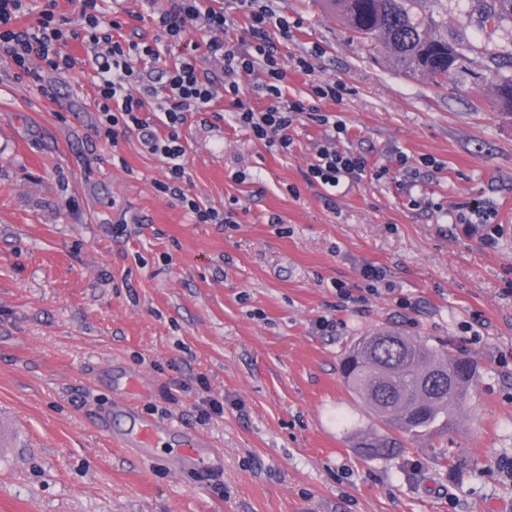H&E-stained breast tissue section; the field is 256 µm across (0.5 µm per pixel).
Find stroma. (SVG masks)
Segmentation results:
<instances>
[{"instance_id":"stroma-1","label":"stroma","mask_w":512,"mask_h":512,"mask_svg":"<svg viewBox=\"0 0 512 512\" xmlns=\"http://www.w3.org/2000/svg\"><path fill=\"white\" fill-rule=\"evenodd\" d=\"M169 0H104L124 38L152 40ZM295 21L287 93L344 82L322 101L370 173L308 185L323 130L301 120L288 152L239 127L230 100L181 130L186 187L236 228L199 224L156 189L165 163L137 135L94 127L93 72L57 100L0 58V512H512V114L472 53L438 87L353 39L321 0H274ZM406 155L417 180L399 172ZM383 178H376V171ZM429 206L415 207V196ZM494 210L458 224V205ZM126 220L128 233L113 237ZM381 273L364 279V269ZM350 299H342L340 288ZM399 330L471 359L474 384L446 447L366 459L381 423L352 397L341 360L359 336ZM139 376L138 416L207 435L224 474L202 479L176 441L138 456L107 425ZM205 376L224 414L201 421L178 381Z\"/></svg>"}]
</instances>
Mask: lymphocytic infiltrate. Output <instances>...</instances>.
Listing matches in <instances>:
<instances>
[{
    "instance_id": "lymphocytic-infiltrate-1",
    "label": "lymphocytic infiltrate",
    "mask_w": 512,
    "mask_h": 512,
    "mask_svg": "<svg viewBox=\"0 0 512 512\" xmlns=\"http://www.w3.org/2000/svg\"><path fill=\"white\" fill-rule=\"evenodd\" d=\"M77 19L58 16L57 0H45L37 27L18 25L25 0H0V56L9 58L17 77L31 78L40 94L56 99V83L44 81V71L65 78L77 61L65 53L69 40L84 45L97 70L95 107L99 113L96 133L118 141L138 133L150 152L163 159L167 179L158 183L160 193L171 196L199 224L233 225V212H219L184 186L186 144L181 129L190 114L211 111L218 96L231 99L236 122L259 140L288 151L293 144L288 130L299 119L320 126L324 135L316 147V158L305 173L309 184L330 188L359 182L367 173L368 161L360 154L341 150L337 142L348 128L324 112L321 101L347 94L346 84L333 79L314 81L304 97L285 93L287 72L280 50L291 23L277 14L272 0H244L247 13L243 24L224 10L223 0H170L169 9L154 18L157 34L152 41L136 42L117 37L119 20H105L101 0H79ZM200 38H190L191 26ZM240 27L237 45L224 40L230 28ZM172 54L163 85L144 84L141 64ZM208 61L224 65L223 76L205 69ZM254 92L266 100L264 109L249 107L244 97Z\"/></svg>"
}]
</instances>
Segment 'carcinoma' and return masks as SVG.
Wrapping results in <instances>:
<instances>
[{
    "mask_svg": "<svg viewBox=\"0 0 512 512\" xmlns=\"http://www.w3.org/2000/svg\"><path fill=\"white\" fill-rule=\"evenodd\" d=\"M360 42L379 45L405 76L437 85L448 82L469 53L478 52L496 68L493 99L512 113V55L503 57L493 38L475 45L436 33L440 23L418 11L419 0H323ZM483 27L512 38V0H474ZM350 393L386 428L359 442L363 456L387 458L409 441L449 432L465 407L474 381L470 360L416 336L380 330L357 338L343 365Z\"/></svg>",
    "mask_w": 512,
    "mask_h": 512,
    "instance_id": "carcinoma-1",
    "label": "carcinoma"
}]
</instances>
